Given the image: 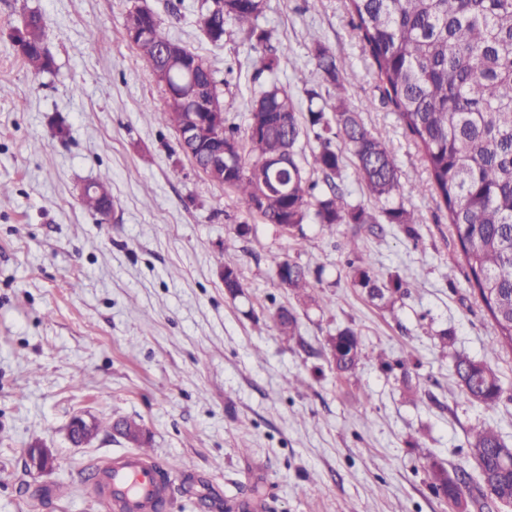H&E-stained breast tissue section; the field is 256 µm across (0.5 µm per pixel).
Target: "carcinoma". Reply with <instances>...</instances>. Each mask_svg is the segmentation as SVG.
Instances as JSON below:
<instances>
[{"mask_svg": "<svg viewBox=\"0 0 512 512\" xmlns=\"http://www.w3.org/2000/svg\"><path fill=\"white\" fill-rule=\"evenodd\" d=\"M364 47L377 66L387 98L400 121L423 154L434 194L448 211L452 228L470 271L469 282L491 318V349H512V0H348ZM264 0H215L201 15L208 39L224 41L226 23L253 42L255 73H272L284 49L272 44V32L260 27ZM28 34L19 52L35 74L53 70L54 61L44 44L45 22L32 12L24 19ZM128 40L136 46L143 65L156 74H169L162 121L172 128L182 122L189 108L183 101V67L194 66L195 79L217 88L207 62L183 48L184 58H172L163 50L178 45L160 20H148L139 11L128 13ZM316 69L334 86L336 102L332 118L314 107L309 95L306 123L321 141L313 155V168L325 175L327 189L311 180L297 150L303 134L297 107L275 84L262 85L254 93L246 139L224 117L216 119L221 106L196 108L202 124L213 135L210 147L235 141L240 150L233 165L213 173L212 178L234 190L245 207L280 234L295 236L308 215L333 232L338 224H377L375 213L348 199L342 182L344 152L355 159L356 172L369 196L384 203L382 216L413 236L421 218L394 203L400 190V171L392 145L374 136L351 104L341 71L344 64L320 43L313 47ZM341 146H332V141ZM288 159V165L273 169L268 160ZM82 206L97 214L112 203V179L101 174L81 198ZM225 293L235 298L243 292L236 263L219 254L215 259ZM279 282L299 298L309 297V273L296 262H284ZM354 286L379 301L399 293L405 282L396 278L378 282L371 269L354 270ZM285 339L294 336L296 317L282 308L275 315ZM339 374L355 371L370 358L358 333L344 328L336 333V350L329 351ZM454 371L466 398L491 408L498 404L502 387L498 373L487 363L457 355ZM130 443L149 447L143 425L126 420ZM469 448L478 468L477 491L488 503L512 500V448L489 426L473 430ZM434 491L443 490L461 499L462 490L452 482L444 462L426 456Z\"/></svg>", "mask_w": 512, "mask_h": 512, "instance_id": "carcinoma-1", "label": "carcinoma"}]
</instances>
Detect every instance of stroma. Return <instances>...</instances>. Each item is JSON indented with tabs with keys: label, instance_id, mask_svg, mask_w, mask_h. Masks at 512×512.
<instances>
[{
	"label": "stroma",
	"instance_id": "stroma-1",
	"mask_svg": "<svg viewBox=\"0 0 512 512\" xmlns=\"http://www.w3.org/2000/svg\"><path fill=\"white\" fill-rule=\"evenodd\" d=\"M200 4L0 0V182L11 189L0 198V512H106L84 472L132 452L111 428L118 418L144 425L158 462H179L165 512H455L431 489L425 457L471 492L470 428L489 422L512 446V351L490 348L447 212L348 0H265L260 24L286 48L272 75L256 74L235 26L212 44ZM139 6L207 61L229 122L243 129L263 82L302 108L310 88L334 104L310 49L319 43L342 59L365 126L394 147L400 199L422 216L416 237L395 224H340L331 234L310 218L303 239L287 238L209 181L162 122L164 89L126 38L125 16ZM31 11L45 18L53 71H28L13 48ZM300 70L311 72L309 86L297 84ZM103 172L112 177L106 219L80 203ZM240 224L250 225L247 237L237 236ZM220 252L236 262L244 295L225 296ZM284 260L308 269L326 305L280 284ZM357 265L408 288L383 306L354 287ZM283 306L297 319L291 340L273 321ZM346 327L384 360L337 375L326 342ZM458 353L498 372L494 408L464 397ZM297 376L304 386H291ZM78 413L105 423L84 447L68 437ZM35 442L54 459L42 473L26 465Z\"/></svg>",
	"mask_w": 512,
	"mask_h": 512
}]
</instances>
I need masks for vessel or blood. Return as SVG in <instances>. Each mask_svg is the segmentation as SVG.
<instances>
[{"instance_id":"vessel-or-blood-1","label":"vessel or blood","mask_w":512,"mask_h":512,"mask_svg":"<svg viewBox=\"0 0 512 512\" xmlns=\"http://www.w3.org/2000/svg\"><path fill=\"white\" fill-rule=\"evenodd\" d=\"M164 474L153 458L141 452L127 454L97 472L111 512H155L158 496L167 491Z\"/></svg>"}]
</instances>
